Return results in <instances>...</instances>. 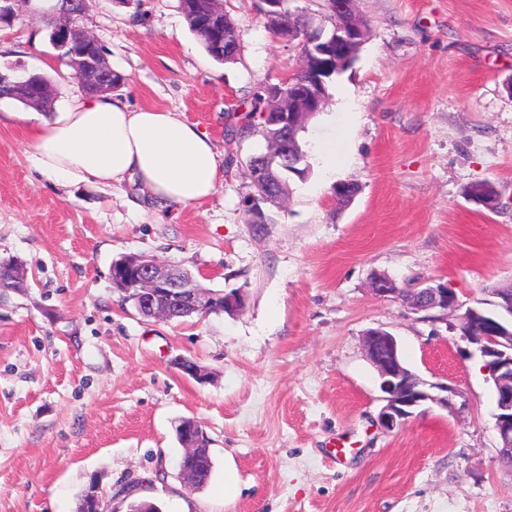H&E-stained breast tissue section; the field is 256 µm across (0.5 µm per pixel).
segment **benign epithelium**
<instances>
[{
    "instance_id": "1",
    "label": "benign epithelium",
    "mask_w": 512,
    "mask_h": 512,
    "mask_svg": "<svg viewBox=\"0 0 512 512\" xmlns=\"http://www.w3.org/2000/svg\"><path fill=\"white\" fill-rule=\"evenodd\" d=\"M352 0H331L330 26L288 28V40L299 41L300 64L309 72L306 81H295L289 75L280 83L267 87L270 105L265 112L279 126V139L270 144L269 151L256 166L255 175H266L280 158L288 153V138L301 124L304 112L321 109L327 89L323 73L332 68L340 73L355 59L356 52L365 40L367 28L352 14ZM82 0H56L47 24L50 44L55 57L72 69L82 90L87 94L112 92L121 78L114 74L102 47L82 24ZM196 25L214 37L224 35V9L213 5L209 11L194 14ZM29 82L19 76L0 71V95L23 97L28 94ZM112 282H126L134 290V308L147 318L171 321L186 313L220 308L232 313L244 303L240 291L215 297L200 286V282L178 265L162 264L148 256H135V264L113 263ZM410 307L417 312L431 310L458 313L457 324L462 338L475 348L493 378L496 398L494 429L498 439V454H512V323L503 317L490 315L469 307L460 311L454 295L446 288L426 285L413 293ZM366 353L380 377L384 405L378 415L380 424L392 430L402 424L413 411L432 404L450 413L466 406V394L457 385L448 382H430L411 373L401 362L394 336L373 330L365 335ZM172 366L195 380L206 378L208 371L184 357L171 361ZM182 448L187 455H201L199 445L207 435L195 420L179 425Z\"/></svg>"
}]
</instances>
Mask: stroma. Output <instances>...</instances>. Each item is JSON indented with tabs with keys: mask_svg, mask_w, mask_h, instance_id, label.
Here are the masks:
<instances>
[{
	"mask_svg": "<svg viewBox=\"0 0 512 512\" xmlns=\"http://www.w3.org/2000/svg\"><path fill=\"white\" fill-rule=\"evenodd\" d=\"M222 4L241 38L226 64L179 0H86L83 17L123 78L114 98L211 137L224 179L200 204L158 205L129 179L47 180L11 118L23 104L0 100V259L23 261L30 283L0 297V512H75L93 484L109 512H128L129 484L161 512H512L482 359L453 312L431 319L403 298L438 284L494 313L495 289L512 285V0H357L358 58L299 134L307 175L288 179L282 205H260V224L246 163L267 142L229 130L259 88L294 73L300 50L269 33L256 0ZM43 7L17 0L0 67L47 77L60 109L83 91L53 57ZM320 143L336 146L329 176ZM485 181L496 209L469 197ZM339 182L359 188L349 205L331 199ZM130 254L241 290L245 306L183 324L141 317L110 276ZM377 274L399 295H375ZM371 329L395 336L420 378L455 382L467 408L426 404L381 427ZM177 357L210 380L179 373ZM184 417L211 440L198 489L179 474Z\"/></svg>",
	"mask_w": 512,
	"mask_h": 512,
	"instance_id": "35a3bbf8",
	"label": "stroma"
}]
</instances>
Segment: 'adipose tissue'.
<instances>
[{"label": "adipose tissue", "instance_id": "ef3b65f1", "mask_svg": "<svg viewBox=\"0 0 512 512\" xmlns=\"http://www.w3.org/2000/svg\"><path fill=\"white\" fill-rule=\"evenodd\" d=\"M22 119L34 167L63 185L131 179L153 202L192 206L212 196L224 178L208 133L174 112L134 110L93 95L65 111L27 112Z\"/></svg>", "mask_w": 512, "mask_h": 512}]
</instances>
